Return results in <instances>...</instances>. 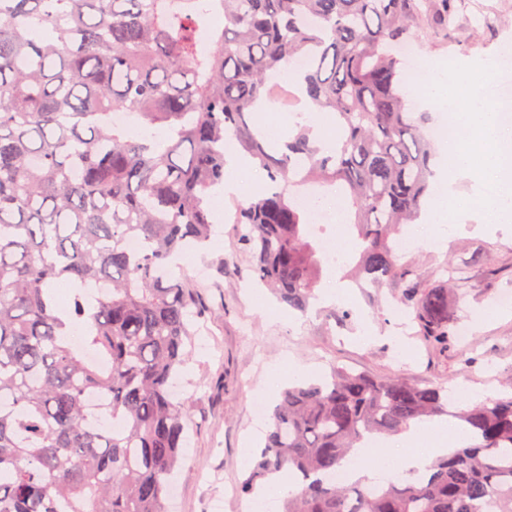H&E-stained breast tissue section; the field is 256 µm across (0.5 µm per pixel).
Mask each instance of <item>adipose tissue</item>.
I'll return each instance as SVG.
<instances>
[{
  "label": "adipose tissue",
  "instance_id": "adipose-tissue-1",
  "mask_svg": "<svg viewBox=\"0 0 512 512\" xmlns=\"http://www.w3.org/2000/svg\"><path fill=\"white\" fill-rule=\"evenodd\" d=\"M448 79L447 71L430 63L409 76L408 83L427 105L448 108L452 124L463 132L450 149L453 174L494 188L493 200L482 205L478 218L486 224L512 220V156L502 149L503 143L512 139V127L485 112L470 86L462 87L460 104L449 105L443 94ZM401 440L403 448L397 454L388 453L386 443L374 442L362 462L352 467L351 481L369 484L394 473L405 480L417 479L428 473L436 457L463 447L470 436L455 419L443 417L424 427L411 426Z\"/></svg>",
  "mask_w": 512,
  "mask_h": 512
}]
</instances>
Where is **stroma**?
<instances>
[{
    "label": "stroma",
    "instance_id": "1",
    "mask_svg": "<svg viewBox=\"0 0 512 512\" xmlns=\"http://www.w3.org/2000/svg\"><path fill=\"white\" fill-rule=\"evenodd\" d=\"M478 2L497 13L496 29L481 28L466 11L451 39L414 30L408 57H448L455 64L451 78L481 86L499 82V74H485L482 64L512 52V0ZM481 198L474 180L455 179L443 209L425 207L418 223L407 229L414 239L409 259L429 271L446 261L468 269L469 309L477 317L468 340L445 351L404 334L391 308L390 289L363 288L342 301L335 294L341 278L336 271L323 274L319 292L324 299L317 313L302 316L279 307L237 278L236 227L222 225L220 235L198 256L206 280L191 269L184 273L204 313L197 322V347L174 388L192 425L172 478L177 491L168 498L166 512H246L250 501L236 490L248 468L242 450L262 446L269 427L268 421H253L251 404L257 399L272 403L278 392L269 380L275 377L280 387L287 386L289 366L308 367L315 377L337 363L381 378L399 375L421 384L463 385L486 398L505 391L512 379V308H497L495 301L501 293H512V269L489 281L473 259L485 254L512 258V222L481 223L474 215ZM343 307L354 311L347 326L333 315Z\"/></svg>",
    "mask_w": 512,
    "mask_h": 512
}]
</instances>
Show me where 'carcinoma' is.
I'll list each match as a JSON object with an SVG mask.
<instances>
[{"instance_id": "1", "label": "carcinoma", "mask_w": 512, "mask_h": 512, "mask_svg": "<svg viewBox=\"0 0 512 512\" xmlns=\"http://www.w3.org/2000/svg\"><path fill=\"white\" fill-rule=\"evenodd\" d=\"M465 2L434 3L436 34ZM203 4L224 16L207 54ZM421 21L420 0H0V512H164L186 431L172 385L201 315L175 266L210 242L228 137L267 183L233 216L251 283L307 313L322 245L296 189L334 187L353 207L348 277L395 289L416 335L448 347L464 270L437 278L398 248L435 176L391 52ZM300 56L336 113L327 148L310 125L281 147L252 123ZM446 414L442 385L336 366L280 392L239 492L293 471L281 512H512L511 392L455 407L473 443L428 477L331 481L364 436Z\"/></svg>"}]
</instances>
